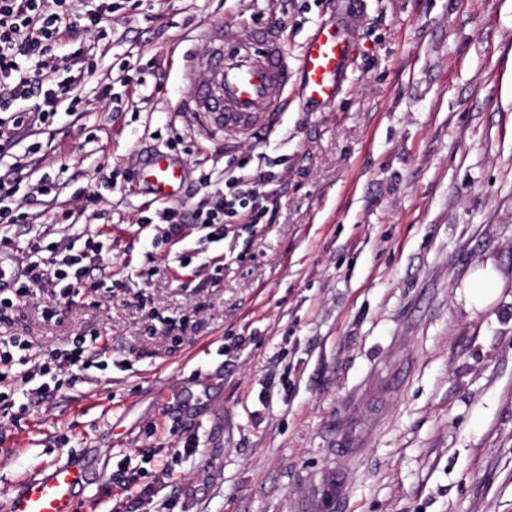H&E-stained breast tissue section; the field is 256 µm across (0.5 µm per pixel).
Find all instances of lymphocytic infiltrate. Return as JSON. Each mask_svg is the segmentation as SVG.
<instances>
[{
    "instance_id": "obj_1",
    "label": "lymphocytic infiltrate",
    "mask_w": 512,
    "mask_h": 512,
    "mask_svg": "<svg viewBox=\"0 0 512 512\" xmlns=\"http://www.w3.org/2000/svg\"><path fill=\"white\" fill-rule=\"evenodd\" d=\"M115 10L114 0H0V159L10 160L0 172V279L10 278L16 297L51 286L64 299L99 286L90 270L100 261L105 245L89 234L68 235L45 248H34L13 271H6L5 264L11 259L10 227L29 223L30 206L57 190L43 178L24 201L16 199L28 157L41 148L32 136L48 130L58 112L83 116L79 90L94 76L92 61L99 47L82 35L94 31L107 36ZM261 210L259 191L240 175L215 187L198 202L193 214L164 205L147 221L161 225L165 241L179 242L185 238L187 223L206 229ZM102 365L84 336L73 337L65 347L43 355L35 354L26 338L11 337L0 342V383L9 384L0 390V404L26 411L28 399L47 397L65 380ZM15 366L20 373L16 380H8L6 371Z\"/></svg>"
}]
</instances>
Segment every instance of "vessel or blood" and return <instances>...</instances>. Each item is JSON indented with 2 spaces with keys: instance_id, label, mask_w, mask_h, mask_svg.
<instances>
[{
  "instance_id": "1",
  "label": "vessel or blood",
  "mask_w": 512,
  "mask_h": 512,
  "mask_svg": "<svg viewBox=\"0 0 512 512\" xmlns=\"http://www.w3.org/2000/svg\"><path fill=\"white\" fill-rule=\"evenodd\" d=\"M208 50L197 57L185 80L187 105L215 128L250 130L262 115L282 111L289 92L318 105L334 104L351 64L354 45L334 27L323 25L290 56L280 35L266 27L241 38L217 25L207 35ZM155 200L179 194L185 173L169 156L156 155L143 170ZM86 482L77 465H57L28 478L8 512H74L76 490Z\"/></svg>"
}]
</instances>
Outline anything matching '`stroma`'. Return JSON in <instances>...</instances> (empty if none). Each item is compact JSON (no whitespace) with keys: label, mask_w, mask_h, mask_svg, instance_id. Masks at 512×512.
<instances>
[{"label":"stroma","mask_w":512,"mask_h":512,"mask_svg":"<svg viewBox=\"0 0 512 512\" xmlns=\"http://www.w3.org/2000/svg\"><path fill=\"white\" fill-rule=\"evenodd\" d=\"M220 22L295 56L320 25L348 32L336 104L290 96L271 137L205 125L181 72ZM111 39L98 74L142 84L114 83L116 112L86 81L84 117L56 116L31 166L57 200L10 229L18 262L99 236L105 286L0 310V339L91 335L109 368L0 409V512L71 460L76 512L131 500L127 471L152 489L137 512H512V0H123ZM174 139L185 211L197 170L246 172L259 223L158 243L141 172ZM488 265L501 289L478 309ZM499 285L500 278L489 265L476 271L467 288L471 304L478 309L486 306L497 294Z\"/></svg>","instance_id":"stroma-1"}]
</instances>
